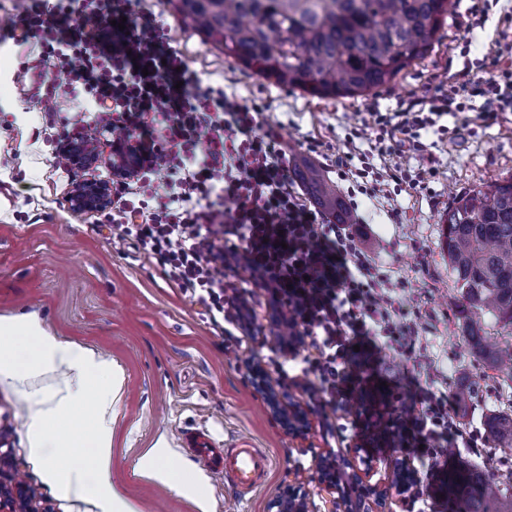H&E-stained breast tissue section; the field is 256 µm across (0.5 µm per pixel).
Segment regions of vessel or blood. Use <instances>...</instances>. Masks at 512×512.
Wrapping results in <instances>:
<instances>
[{
    "label": "vessel or blood",
    "mask_w": 512,
    "mask_h": 512,
    "mask_svg": "<svg viewBox=\"0 0 512 512\" xmlns=\"http://www.w3.org/2000/svg\"><path fill=\"white\" fill-rule=\"evenodd\" d=\"M187 446L207 469L223 474L240 494H248L262 485L272 465L271 458L258 448H215L205 434H197Z\"/></svg>",
    "instance_id": "obj_1"
}]
</instances>
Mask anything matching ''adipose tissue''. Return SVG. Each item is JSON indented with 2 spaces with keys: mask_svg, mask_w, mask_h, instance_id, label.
<instances>
[{
  "mask_svg": "<svg viewBox=\"0 0 512 512\" xmlns=\"http://www.w3.org/2000/svg\"><path fill=\"white\" fill-rule=\"evenodd\" d=\"M31 346L27 362H20L18 341ZM76 372L82 384L65 386L51 398L36 401L29 425V446L33 455H42L46 446L45 425L49 419L64 418L69 422L57 446L72 459L68 467H59L55 461H46L43 479L61 494H88L98 504L99 512H136L135 507L112 485V402L122 376L119 370L87 351H74L43 329L38 321L18 323L0 318V379L22 381L47 373L68 375ZM104 376L105 387L88 389L85 382ZM163 448L148 449L138 462L141 477L169 487L177 493L194 499L199 512L207 505L198 497L193 484L179 477L162 463ZM96 473L97 482L87 480L88 473Z\"/></svg>",
  "mask_w": 512,
  "mask_h": 512,
  "instance_id": "adipose-tissue-1",
  "label": "adipose tissue"
}]
</instances>
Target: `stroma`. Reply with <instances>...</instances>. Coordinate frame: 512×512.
<instances>
[{"instance_id": "stroma-1", "label": "stroma", "mask_w": 512, "mask_h": 512, "mask_svg": "<svg viewBox=\"0 0 512 512\" xmlns=\"http://www.w3.org/2000/svg\"><path fill=\"white\" fill-rule=\"evenodd\" d=\"M14 5L15 0H0V156L9 158L0 167V317L38 320L62 342L92 350L122 371L123 386L112 405L113 486L138 512H197L188 499L137 474L144 449L158 442L168 466L197 480L210 512H270L271 501L291 484L306 491L308 512H332L318 481V456L329 450L361 449L372 458V482L392 483L400 450L362 435L364 426L386 423V407L369 414L355 400L345 411L329 404L315 408L301 438L290 436L273 414L249 376L247 361L258 362L277 390L302 402L307 396L273 364L279 355L276 328L262 305L263 290L247 272L237 271L235 280L259 307L251 335L237 345L202 306L170 285L159 261L130 244L114 246L108 225L72 210L69 194L87 174L59 164L56 154L67 133L86 127L94 105L72 99L66 80L49 68L41 44L5 37ZM471 6L472 0H450L441 38L424 60L368 95L336 99L275 86L224 57L182 23L169 0H133L131 8L164 25L190 70L261 112L296 161L311 158L315 141L330 150L342 146L350 127L369 113L416 102L431 84L462 70L466 59L482 58L497 37L500 19L512 11V0H495L481 24ZM40 76L57 87L62 111L33 108L30 80ZM422 140L431 146L437 171L430 194L404 192L389 202L363 198L358 208L367 225L362 246L392 278L406 282L403 300L423 310L420 350L409 361L362 341L353 375L360 386L383 382L410 392L403 408L408 417L420 409L413 399L420 390L449 393L461 384L473 386L476 401L458 421L463 432H478L486 414L512 408V386L493 378L466 347L448 302L454 284L439 248L440 224L455 197L512 176V115L489 126L472 121L444 142L429 131ZM391 205L402 210V223L389 222ZM63 384L57 373L29 387L0 381V437L7 441L10 470L32 490L34 512H98L91 497L64 496L49 486L42 458L29 449L33 393L45 395ZM201 428L212 433L217 446L245 442L268 453L273 466L266 482L239 497L184 448V434ZM436 448V463L419 473L428 512H448L443 483L449 465L512 467V452L489 443L466 448L460 438L444 437Z\"/></svg>"}]
</instances>
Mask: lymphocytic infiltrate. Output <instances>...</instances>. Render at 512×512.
<instances>
[{"label":"lymphocytic infiltrate","instance_id":"f902f5d3","mask_svg":"<svg viewBox=\"0 0 512 512\" xmlns=\"http://www.w3.org/2000/svg\"><path fill=\"white\" fill-rule=\"evenodd\" d=\"M57 13L79 20L61 33ZM16 23L43 43L70 85L100 103L94 127L121 130L140 146L142 163L132 177L113 180L112 208L100 215L117 244L133 243L159 260L174 287L239 332L250 330L256 309L217 268L248 272L306 346L291 361L308 376L304 390L314 404L341 402L350 392L355 337H380L389 351L415 354L421 312L397 301L396 282L361 248V229L331 223L305 201L290 183L283 143L258 112L189 71L162 24L131 17L124 0H21ZM494 53L491 66H464L411 107L373 112L352 126L348 141L370 135L374 145L333 159L349 197L427 190L433 168L377 163L408 149L425 152L423 130L447 136L441 120L465 111L461 93L483 98L482 123L512 112V64L502 62L512 41ZM420 404L416 417L389 418L381 434L428 468L436 441L457 433L458 421L444 396L429 392Z\"/></svg>","mask_w":512,"mask_h":512}]
</instances>
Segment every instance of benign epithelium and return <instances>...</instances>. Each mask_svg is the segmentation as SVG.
Instances as JSON below:
<instances>
[{"label":"benign epithelium","instance_id":"obj_1","mask_svg":"<svg viewBox=\"0 0 512 512\" xmlns=\"http://www.w3.org/2000/svg\"><path fill=\"white\" fill-rule=\"evenodd\" d=\"M62 155L68 163L83 170H93L103 164L111 172L122 177L131 174L137 160L136 143L121 140L107 143L103 149L99 144L90 147L84 143L68 142L62 147ZM112 201V181L85 179L75 184L69 202L76 212L96 211L107 208ZM271 404L288 432L301 437L307 432L310 423V412L306 407L286 409L277 405L280 396L270 393ZM359 451L355 448H344L338 453L327 452L322 457L324 469L320 471V483L330 494L336 495L339 512H377L389 495V489L370 483L369 464L360 468L355 464ZM6 453L0 452V512H34L29 507L30 489L25 481L16 474L4 470ZM343 457L352 461V486L343 489L337 473V458ZM274 512H306L305 494L300 488L290 486L283 490L270 504Z\"/></svg>","mask_w":512,"mask_h":512}]
</instances>
